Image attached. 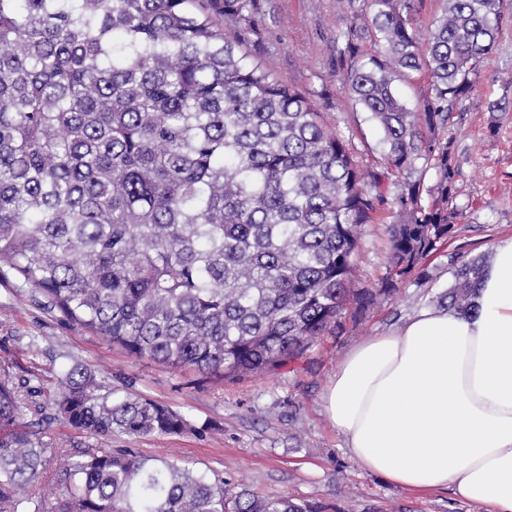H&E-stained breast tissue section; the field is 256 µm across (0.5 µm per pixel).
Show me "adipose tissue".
Wrapping results in <instances>:
<instances>
[{
    "instance_id": "obj_1",
    "label": "adipose tissue",
    "mask_w": 512,
    "mask_h": 512,
    "mask_svg": "<svg viewBox=\"0 0 512 512\" xmlns=\"http://www.w3.org/2000/svg\"><path fill=\"white\" fill-rule=\"evenodd\" d=\"M465 314L424 307L354 346L325 408L351 457L412 492L512 512V236Z\"/></svg>"
}]
</instances>
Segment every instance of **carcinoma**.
<instances>
[{"label": "carcinoma", "mask_w": 512, "mask_h": 512, "mask_svg": "<svg viewBox=\"0 0 512 512\" xmlns=\"http://www.w3.org/2000/svg\"><path fill=\"white\" fill-rule=\"evenodd\" d=\"M342 84L382 132L381 170L329 129L312 93L261 60L259 0H0V271L136 358L230 379L295 360L347 305L365 313L453 236L461 171L448 135L490 56L503 0H336ZM230 27L221 32L216 17ZM370 50H365V47ZM428 80L413 107L395 83ZM435 171L427 186L418 163ZM388 212V272L349 288L362 226ZM490 256L453 267L439 304L467 310ZM51 408L131 438L189 423L61 371ZM0 367V512H328L258 498L174 461L49 448ZM56 501L21 493L40 479Z\"/></svg>", "instance_id": "carcinoma-1"}]
</instances>
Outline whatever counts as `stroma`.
I'll return each mask as SVG.
<instances>
[{
  "instance_id": "1",
  "label": "stroma",
  "mask_w": 512,
  "mask_h": 512,
  "mask_svg": "<svg viewBox=\"0 0 512 512\" xmlns=\"http://www.w3.org/2000/svg\"><path fill=\"white\" fill-rule=\"evenodd\" d=\"M260 4L277 17L264 33L265 66L314 91L327 124L351 144L360 162L376 164L382 134L346 93L336 71L334 38L350 24L336 0ZM452 126L453 160L461 172L453 204L463 216L453 238L423 260L426 280L399 283L362 316L345 311L340 325L296 361L260 376L208 377L128 356L66 319L19 275L0 276V364L38 390L37 401L22 405L23 421L40 429L48 446L93 445V438L52 412L34 408L56 395L63 368L79 364L94 374L99 393L150 398L181 412L192 425L180 435L116 434L109 448L173 459L232 488L321 502L341 512H483L450 492L410 493L360 469L323 405L332 374L355 344L434 305L452 279V259L493 252L498 240L512 235V0H503L492 54L458 104ZM391 221L385 213L364 226L351 288H376L385 277Z\"/></svg>"
}]
</instances>
